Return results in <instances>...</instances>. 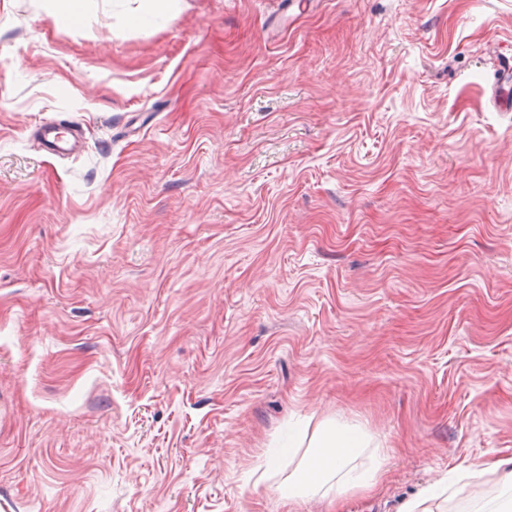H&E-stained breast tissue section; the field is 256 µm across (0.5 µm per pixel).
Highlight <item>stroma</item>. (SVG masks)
Here are the masks:
<instances>
[{
  "label": "stroma",
  "instance_id": "obj_1",
  "mask_svg": "<svg viewBox=\"0 0 512 512\" xmlns=\"http://www.w3.org/2000/svg\"><path fill=\"white\" fill-rule=\"evenodd\" d=\"M48 7L0 0V512H496L512 0ZM325 424L340 510L282 494ZM89 0H51L55 17L64 23H75L83 14ZM496 89L494 94V105L500 111H511L510 102L507 97L501 93L506 85L512 83V59L501 57L498 59L495 70ZM313 455L295 472L292 484L297 488L316 487L330 477L338 476L336 508L341 509V496L347 490L358 488L371 492L380 475L377 470L366 473L356 467L347 468L361 448H366L363 435L353 427H318L313 435Z\"/></svg>",
  "mask_w": 512,
  "mask_h": 512
}]
</instances>
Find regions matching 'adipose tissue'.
<instances>
[{
    "instance_id": "ef3b65f1",
    "label": "adipose tissue",
    "mask_w": 512,
    "mask_h": 512,
    "mask_svg": "<svg viewBox=\"0 0 512 512\" xmlns=\"http://www.w3.org/2000/svg\"><path fill=\"white\" fill-rule=\"evenodd\" d=\"M365 445L363 435L356 428H318L312 440L314 453L295 472L293 485L298 488L315 487L333 477L337 480L336 491L340 494L352 488L374 490L379 482L378 474L350 465L351 459Z\"/></svg>"
}]
</instances>
